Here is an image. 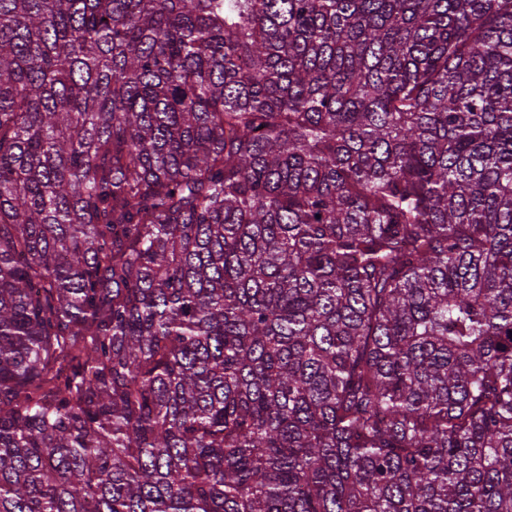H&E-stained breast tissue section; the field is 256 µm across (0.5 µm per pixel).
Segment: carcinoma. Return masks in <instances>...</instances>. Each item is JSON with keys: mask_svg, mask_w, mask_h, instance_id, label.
<instances>
[{"mask_svg": "<svg viewBox=\"0 0 512 512\" xmlns=\"http://www.w3.org/2000/svg\"><path fill=\"white\" fill-rule=\"evenodd\" d=\"M0 512H512V0H0Z\"/></svg>", "mask_w": 512, "mask_h": 512, "instance_id": "cac0c4a2", "label": "carcinoma"}]
</instances>
